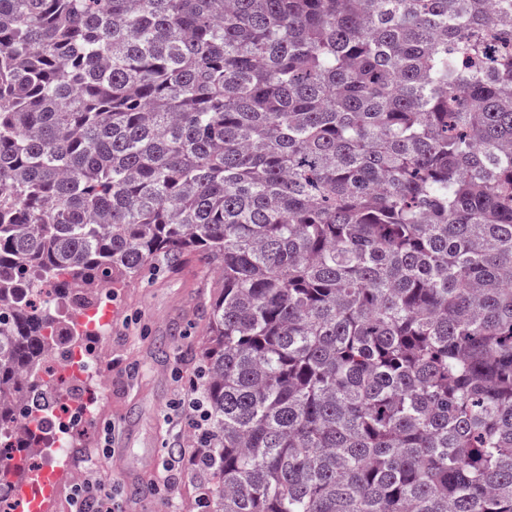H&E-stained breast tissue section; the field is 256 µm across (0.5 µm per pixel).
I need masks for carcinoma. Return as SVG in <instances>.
I'll list each match as a JSON object with an SVG mask.
<instances>
[{
	"label": "carcinoma",
	"mask_w": 512,
	"mask_h": 512,
	"mask_svg": "<svg viewBox=\"0 0 512 512\" xmlns=\"http://www.w3.org/2000/svg\"><path fill=\"white\" fill-rule=\"evenodd\" d=\"M196 257L208 512H512V0H0V489Z\"/></svg>",
	"instance_id": "obj_1"
}]
</instances>
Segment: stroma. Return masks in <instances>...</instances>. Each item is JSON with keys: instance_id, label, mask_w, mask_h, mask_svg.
Returning <instances> with one entry per match:
<instances>
[{"instance_id": "35a3bbf8", "label": "stroma", "mask_w": 512, "mask_h": 512, "mask_svg": "<svg viewBox=\"0 0 512 512\" xmlns=\"http://www.w3.org/2000/svg\"><path fill=\"white\" fill-rule=\"evenodd\" d=\"M214 278L203 262L177 272L160 267L113 286L116 313L94 348L107 374L96 387L97 413L68 455L93 466L104 490L118 489L124 512H198L201 492L190 472H168L170 489L151 479L180 449L197 445L180 401L203 373L206 319L200 307Z\"/></svg>"}]
</instances>
